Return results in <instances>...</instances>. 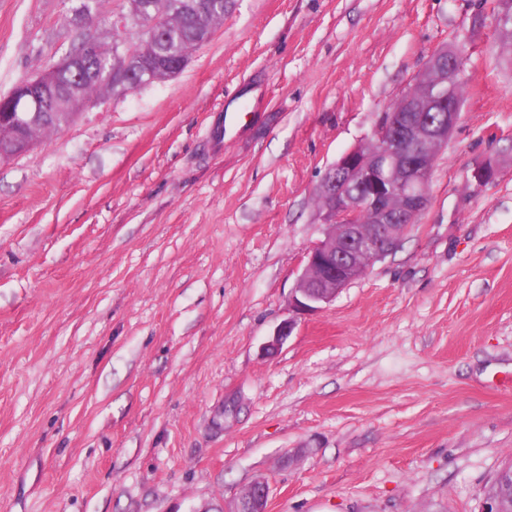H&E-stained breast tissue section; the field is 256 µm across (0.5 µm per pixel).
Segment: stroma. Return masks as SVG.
Wrapping results in <instances>:
<instances>
[{
	"instance_id": "obj_1",
	"label": "stroma",
	"mask_w": 512,
	"mask_h": 512,
	"mask_svg": "<svg viewBox=\"0 0 512 512\" xmlns=\"http://www.w3.org/2000/svg\"><path fill=\"white\" fill-rule=\"evenodd\" d=\"M80 5L0 0V95L71 51ZM446 45L462 110L426 209L296 313L321 179ZM238 88L257 118L229 141ZM511 461L495 0H231L175 77L0 161V512H232L257 478L266 512H481Z\"/></svg>"
}]
</instances>
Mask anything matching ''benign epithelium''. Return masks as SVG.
<instances>
[{
  "instance_id": "1",
  "label": "benign epithelium",
  "mask_w": 512,
  "mask_h": 512,
  "mask_svg": "<svg viewBox=\"0 0 512 512\" xmlns=\"http://www.w3.org/2000/svg\"><path fill=\"white\" fill-rule=\"evenodd\" d=\"M68 53L0 98V159L15 158L32 148L23 130L34 120L54 117L57 73L74 64ZM462 59L459 49L431 54L415 81L420 95L405 92L382 114L366 142L345 152L326 172L318 189L323 239L308 253L290 299V307L316 311L331 303L366 271L362 256L379 260L398 248L411 224L428 204L426 174L417 158L437 151L458 123L462 102L455 94ZM372 224L360 223L366 209ZM268 483L256 479L239 496L231 512H265Z\"/></svg>"
}]
</instances>
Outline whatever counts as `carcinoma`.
<instances>
[{
  "label": "carcinoma",
  "mask_w": 512,
  "mask_h": 512,
  "mask_svg": "<svg viewBox=\"0 0 512 512\" xmlns=\"http://www.w3.org/2000/svg\"><path fill=\"white\" fill-rule=\"evenodd\" d=\"M228 5L229 0H127L128 14L140 15L146 22L159 18L162 32L144 31L138 42L132 43L127 28L113 27L112 44L120 47V55L110 63L90 56L79 59L80 67L87 72L80 84L70 73H62L57 120L28 127L30 140L34 142L38 136L69 124L68 102L74 93L86 97L109 92L114 97L125 96L139 88L133 75L145 67L152 70L157 81L171 77L172 64L188 62L190 52L209 40L214 27L224 21Z\"/></svg>",
  "instance_id": "1"
}]
</instances>
